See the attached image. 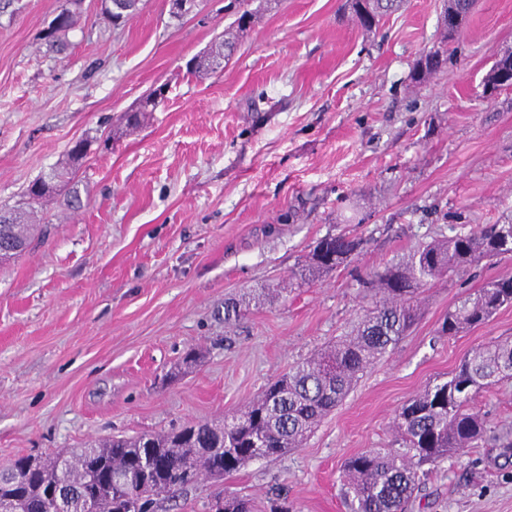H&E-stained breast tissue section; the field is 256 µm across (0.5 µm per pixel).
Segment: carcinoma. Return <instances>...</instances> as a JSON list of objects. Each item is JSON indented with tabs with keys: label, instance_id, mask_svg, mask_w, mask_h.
I'll return each instance as SVG.
<instances>
[{
	"label": "carcinoma",
	"instance_id": "carcinoma-1",
	"mask_svg": "<svg viewBox=\"0 0 512 512\" xmlns=\"http://www.w3.org/2000/svg\"><path fill=\"white\" fill-rule=\"evenodd\" d=\"M268 2L230 0L226 10L236 19L224 29V39L215 43L196 67L204 68L217 58L230 60L247 25ZM403 5L404 0H346L353 20L367 31ZM61 15L63 23L46 37L58 48L63 46L61 37L78 22L77 12L67 7ZM445 63L439 50L422 53L416 78L437 73ZM155 96L154 92L136 110L119 117L126 129L133 131L148 120L158 106ZM68 174L67 168L53 169L49 179L34 181L23 201L6 211L9 223L0 224V243L13 245L15 251L0 254L1 262L26 252L41 231L37 218L45 192L39 185L47 186ZM450 231L448 236L414 248L403 262L361 278L359 287L373 298V306L349 335L269 383L245 406L233 426L196 422L137 437L109 436L63 454L37 458L32 467L27 466L28 457L22 456L13 461L20 478L0 486V500L14 499L23 505L24 512H44L49 489L66 483L85 487L96 500L98 512H131L136 498L112 485L110 477L115 473H130L132 485L149 500L213 477L218 460L214 448L223 449L224 474L231 475L256 459L260 450L269 458L301 447L365 369L413 325L418 317L415 298L421 288L441 276H456L485 259L512 255V224H487L467 233L454 227ZM362 247L360 238L327 234L292 277L309 284L347 263ZM511 305L512 274L506 273L448 310L441 332L456 336L486 323L502 307ZM508 379H512V340H495L472 350L446 380L426 387L405 403L393 421L399 447L371 448L344 461L341 492L348 512H406L422 476L446 459L461 457L464 449L487 436L489 420L476 410L474 400L480 392ZM220 497L224 512H251L243 499L223 497L219 492L212 495L214 499Z\"/></svg>",
	"mask_w": 512,
	"mask_h": 512
}]
</instances>
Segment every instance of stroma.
I'll list each match as a JSON object with an SVG mask.
<instances>
[{"mask_svg": "<svg viewBox=\"0 0 512 512\" xmlns=\"http://www.w3.org/2000/svg\"><path fill=\"white\" fill-rule=\"evenodd\" d=\"M442 0H406L376 34L345 0H273L224 67L189 68L223 35L224 0L173 18L142 0L116 25L82 0L52 50L66 0H0V209L86 155L53 185L45 232L0 264V467L94 438L231 419L264 386L363 317L357 279L417 245L512 224V87L483 78L512 46V0H477L441 72L412 79L440 41ZM166 100L136 132L143 97ZM364 238L351 262L225 320L224 303L286 283L316 242ZM512 272V255L431 283L419 316L303 447L161 496L155 512H204L217 491L252 512H347L341 465L395 447L398 408L472 349L512 338V306L456 336L450 308ZM201 360L184 370L186 351ZM475 404L496 439L443 462L409 512H512V381ZM161 89L155 90L151 95H149L145 100L141 102L139 107L131 112H125L119 117V121L123 123V125L128 130H135L139 128L141 125L148 120L151 112H154L161 102H156L155 96H157L158 92Z\"/></svg>", "mask_w": 512, "mask_h": 512, "instance_id": "35a3bbf8", "label": "stroma"}]
</instances>
